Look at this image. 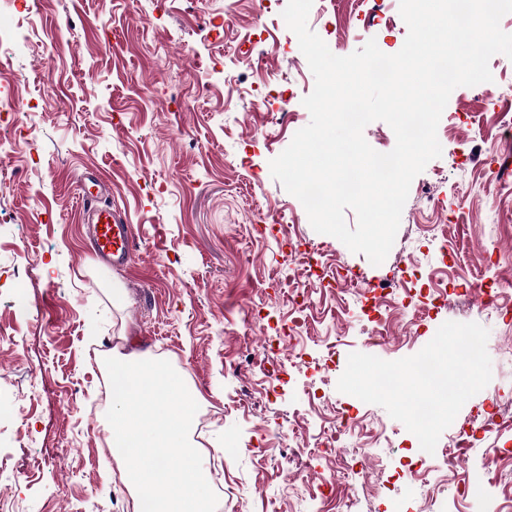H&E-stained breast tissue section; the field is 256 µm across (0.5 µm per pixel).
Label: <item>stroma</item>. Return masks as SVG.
Returning <instances> with one entry per match:
<instances>
[{"instance_id":"stroma-1","label":"stroma","mask_w":512,"mask_h":512,"mask_svg":"<svg viewBox=\"0 0 512 512\" xmlns=\"http://www.w3.org/2000/svg\"><path fill=\"white\" fill-rule=\"evenodd\" d=\"M287 0H38L0 12L23 49L0 53V98L16 107L0 126V482L19 512H127L132 490L101 452L110 425L96 405L113 349L164 357L209 417L195 439L204 475L223 486L221 512H322L312 490L333 481L336 506L356 512H512V431L481 432L492 405L512 404V315L482 306L486 284L512 298V59L494 55L495 93L450 95L442 147L411 183L394 245L381 265L317 233L270 162L310 121L315 85ZM309 28L346 56L375 40L397 53L408 27L399 0H318ZM289 90L291 109L257 99ZM98 168L107 204L132 224L130 262L91 250L79 198ZM328 261L359 273L330 287L309 279ZM448 272L470 296L432 308L388 304L384 340L368 314L402 271ZM122 289L126 305L112 300ZM30 293L19 319L12 289ZM308 293L297 352L278 347L292 306ZM489 331L490 383L461 408L433 454L378 405L338 391L350 353L393 361L419 352L444 322ZM335 343V357L326 344ZM349 406L368 429L337 456L316 438ZM473 436L455 468L445 450ZM425 459L419 478L399 479Z\"/></svg>"}]
</instances>
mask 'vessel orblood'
Listing matches in <instances>:
<instances>
[{"label":"vessel or blood","instance_id":"vessel-or-blood-1","mask_svg":"<svg viewBox=\"0 0 512 512\" xmlns=\"http://www.w3.org/2000/svg\"><path fill=\"white\" fill-rule=\"evenodd\" d=\"M96 178L95 170H87L82 178L79 193L83 206L92 210L91 243L93 250L100 259L109 263L131 261L137 250V241L132 227L113 213L110 206L95 205L94 194L89 184Z\"/></svg>","mask_w":512,"mask_h":512}]
</instances>
